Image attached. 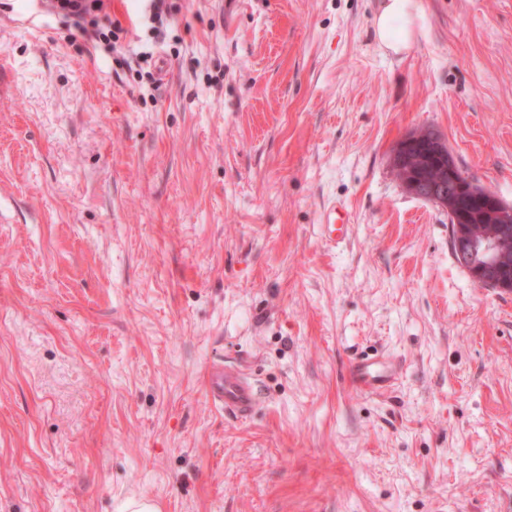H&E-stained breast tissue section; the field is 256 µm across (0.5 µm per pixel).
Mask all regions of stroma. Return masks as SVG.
Returning <instances> with one entry per match:
<instances>
[{
    "mask_svg": "<svg viewBox=\"0 0 512 512\" xmlns=\"http://www.w3.org/2000/svg\"><path fill=\"white\" fill-rule=\"evenodd\" d=\"M224 3L111 0L104 43L0 0V512H512V293L391 163L433 130L512 204V0H424L398 55L378 0ZM391 366H384L375 359H363L354 363L351 366V376L353 382L359 386L368 387L371 389H387L391 385H386L391 376L386 375V368ZM208 397L224 412L240 419L250 417L258 405L251 377L233 364L213 365L209 369Z\"/></svg>",
    "mask_w": 512,
    "mask_h": 512,
    "instance_id": "stroma-1",
    "label": "stroma"
}]
</instances>
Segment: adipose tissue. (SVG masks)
I'll list each match as a JSON object with an SVG mask.
<instances>
[{"mask_svg":"<svg viewBox=\"0 0 512 512\" xmlns=\"http://www.w3.org/2000/svg\"><path fill=\"white\" fill-rule=\"evenodd\" d=\"M422 14L421 0H381L373 21L377 40L392 52L405 51Z\"/></svg>","mask_w":512,"mask_h":512,"instance_id":"obj_1","label":"adipose tissue"}]
</instances>
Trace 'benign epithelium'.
I'll return each mask as SVG.
<instances>
[{"instance_id":"benign-epithelium-1","label":"benign epithelium","mask_w":512,"mask_h":512,"mask_svg":"<svg viewBox=\"0 0 512 512\" xmlns=\"http://www.w3.org/2000/svg\"><path fill=\"white\" fill-rule=\"evenodd\" d=\"M393 169L407 192L448 211L452 247L479 286L512 292V204L459 177L442 137L432 131L405 136L393 151ZM437 173L430 181L429 171Z\"/></svg>"}]
</instances>
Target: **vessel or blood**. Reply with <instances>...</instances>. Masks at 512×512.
Masks as SVG:
<instances>
[{
    "mask_svg": "<svg viewBox=\"0 0 512 512\" xmlns=\"http://www.w3.org/2000/svg\"><path fill=\"white\" fill-rule=\"evenodd\" d=\"M351 376L355 384L371 389L385 388L390 377L383 363L364 359L354 363ZM208 397L218 407L237 418L250 417L258 397L251 377L239 366L217 365L209 370Z\"/></svg>",
    "mask_w": 512,
    "mask_h": 512,
    "instance_id": "obj_1",
    "label": "vessel or blood"
}]
</instances>
